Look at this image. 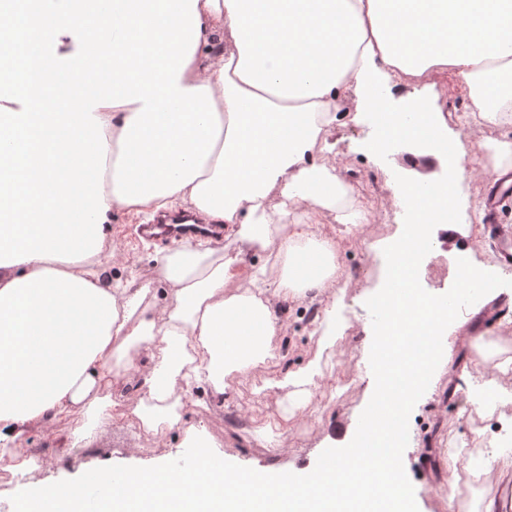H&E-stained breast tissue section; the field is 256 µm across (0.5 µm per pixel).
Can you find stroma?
<instances>
[{
    "label": "stroma",
    "mask_w": 512,
    "mask_h": 512,
    "mask_svg": "<svg viewBox=\"0 0 512 512\" xmlns=\"http://www.w3.org/2000/svg\"><path fill=\"white\" fill-rule=\"evenodd\" d=\"M440 104L448 121V129L458 135L466 152L472 174L459 187L471 206L465 219L472 224L484 221L478 203L485 191L484 178L494 166V150L503 143L512 144V128L481 124L463 128L457 124L458 114L468 111L472 102L458 91H449ZM379 137L377 128L366 123L350 122L327 133L333 151L325 155L328 167L336 169L344 182L353 188L369 213L383 216L380 224L355 226L350 212L315 209L311 221L315 224L353 225L354 230L339 261L348 286L345 307L351 327L335 346L336 354L349 362L350 381L336 388L327 379L318 382L309 408L303 411V421L288 435L285 450L270 456L257 439L255 429L261 419L275 414L282 407V392L261 396L251 392V380L230 378L223 402L213 401L202 389L176 386L174 395L182 403L183 425L154 435L144 429L122 422L97 428L85 447H68L72 432L85 427L88 418L77 412L69 421L53 427L52 437L34 435L27 439L29 455L36 460L60 457L59 466L36 467L26 472H12L7 481H0V512H14L13 494L34 488L49 479H72L100 460L130 466H154L181 456L189 442L186 428L192 427L214 451L225 460L253 468L262 473L288 471L296 474L311 472L319 454L328 447L348 444L358 419L369 402L365 372V329L371 316L365 306L371 293L378 291L385 280L386 264L377 242L392 239L397 231L394 215L401 207L393 188L396 175L421 181L442 177L446 164L439 160L426 143L411 139L393 141L383 153L368 151ZM136 217L116 209L112 212V236L106 242L101 258L112 278H136L146 282L156 277V258L167 251L166 246L136 240L132 228ZM435 271L420 269L422 287L441 295L452 286L456 275V260L463 257L474 266L498 271L500 277L512 282V270L501 269L498 262L500 239L486 231L484 239L473 241L463 237L449 239L446 231L432 232ZM501 300L484 306L470 321L472 327L486 328L485 339L497 349L496 355L480 358L477 351L461 348L456 339L447 341L450 365L464 373L469 382L481 384L494 381L512 391V371L503 372L501 358H512V326L494 328L500 313ZM288 353L289 366L305 364L317 352L316 339L307 314L298 312L288 320V334L282 342ZM411 433L403 453V464L411 481L419 512H448L449 468H456L459 481L456 488L462 504L478 512L489 485L512 480V456L507 457L501 471L481 476L472 475L470 457L477 448H488L512 434V402L493 414L482 413L473 403L466 387L450 390L447 378L434 384L432 393L421 400L410 414Z\"/></svg>",
    "instance_id": "35a3bbf8"
}]
</instances>
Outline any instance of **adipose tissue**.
I'll list each match as a JSON object with an SVG mask.
<instances>
[{"mask_svg":"<svg viewBox=\"0 0 512 512\" xmlns=\"http://www.w3.org/2000/svg\"><path fill=\"white\" fill-rule=\"evenodd\" d=\"M66 0L30 9L26 23L51 61L17 95L0 97V189L12 159L32 167L0 222V436L20 458L34 433L85 409L92 424L181 421L176 383L224 398L225 379L273 368L262 390L310 397L349 323L341 295L313 320L318 353L291 369L274 344L291 304L340 280L337 239L317 225L273 222L267 201L330 210L353 205L352 189L314 158L322 135L344 124L356 95L364 120L407 92L410 119L429 125L449 176L465 181V153L448 136L424 90L460 80L482 119L512 126V0ZM111 46L112 67L62 91L57 77L92 47ZM54 90L58 105L35 111ZM151 220L190 211L225 224L232 253L184 243L160 255L169 285L115 282L99 256L112 211ZM263 252L280 267L260 279ZM144 396L113 397L130 370Z\"/></svg>","mask_w":512,"mask_h":512,"instance_id":"1","label":"adipose tissue"}]
</instances>
